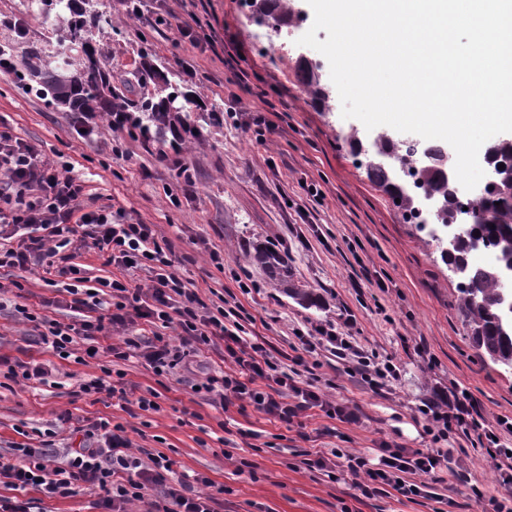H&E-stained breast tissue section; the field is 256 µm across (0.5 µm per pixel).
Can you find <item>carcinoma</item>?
Wrapping results in <instances>:
<instances>
[{
    "mask_svg": "<svg viewBox=\"0 0 512 512\" xmlns=\"http://www.w3.org/2000/svg\"><path fill=\"white\" fill-rule=\"evenodd\" d=\"M37 12L57 22L56 36L60 49L51 60L29 66V75L41 94L51 95L67 112H124L129 108L121 90L112 86L109 73L102 66L97 42L112 31V18L103 11L93 13L92 21L85 19L79 0H32ZM142 86L153 85L143 94L136 111L147 129H163L172 112H179L177 99L185 96L181 85L172 81L153 63L143 62ZM431 161L418 168V177L425 184L424 195L437 199L444 206L443 222L453 224L461 211L451 189L453 178L444 174L441 160L446 153L427 149ZM372 182L392 198L400 199L397 208L403 216L417 213L416 198L404 194L391 172L378 164L367 165ZM481 202L479 211L469 210L476 223L466 228L456 245L441 251L448 268L462 272L458 283L459 312L469 327L473 347L493 363L512 370V331L501 325L504 313V272L512 268V249L504 240L512 237V182L498 180L493 189L475 195ZM481 236V249L472 247V237ZM487 253L485 265H474L476 252ZM248 261L260 267L272 288L308 306L320 305L319 298L295 279L288 257L270 250L263 243L255 245Z\"/></svg>",
    "mask_w": 512,
    "mask_h": 512,
    "instance_id": "1",
    "label": "carcinoma"
}]
</instances>
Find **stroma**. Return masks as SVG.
I'll list each match as a JSON object with an SVG mask.
<instances>
[{"label":"stroma","instance_id":"1","mask_svg":"<svg viewBox=\"0 0 512 512\" xmlns=\"http://www.w3.org/2000/svg\"><path fill=\"white\" fill-rule=\"evenodd\" d=\"M117 31L100 41L113 86L128 102L139 100L137 81L143 50L167 74H175L189 98L191 117L216 112L221 122L203 126L204 136L184 144L191 181L177 174L172 161L159 159L156 145L128 142L129 156L112 157V132L105 114H96L93 133H83L75 113L51 98L35 96L0 76V132L34 144L50 157L63 154L73 163L96 205L122 210L128 222L154 225L168 242L175 272L194 284L207 306L235 297L252 317L248 335L288 352L295 330L332 323L350 324L358 343L379 357L395 358L399 381L380 393L367 390L341 366H323L336 401L358 406L359 422L330 423L323 415L306 418V436L270 420L253 408H222L192 384L209 368L220 366L223 347H215L189 367L158 379L142 358L122 362L128 391L157 392L159 411L130 416L117 400L74 399L81 380L99 375L96 364L54 359L37 342L33 322L15 312V283H23L27 302L72 322L65 278L43 271L0 269V354L28 361L54 360L46 382H15L0 374V454L14 445L39 446L40 433L54 430L55 443L74 440L76 421L102 416L123 424L137 457L161 451L174 460L176 475L199 473L224 488L217 512H468V487L442 484L434 495L414 501L402 497L355 499L345 473L328 478L301 462L300 450L354 448L373 455L380 440L413 448L432 442L414 410L421 399L452 386L467 389L488 416L512 415V372L504 371L473 348L458 311L457 279L441 259L427 227L406 223L388 195L368 178L349 142L357 134L371 144L374 132L355 119L343 118L328 61H321V81L330 92L329 106L312 100L302 81L301 57L315 56L299 45L314 13L307 0H293L303 22L271 36L244 10L243 0H144L143 13L129 15L121 0H100ZM169 17L166 25L158 16ZM27 24L16 40L15 20ZM189 21L198 42L181 36ZM10 43L17 56L42 48V25L28 0H0V44ZM191 63L196 81L182 65ZM270 123L265 142H257L246 123L254 113ZM319 196H310L308 185ZM179 205H171L170 196ZM285 252L295 276L320 296L322 308H309L266 282L262 269L247 262L254 244ZM224 253L223 269L211 265L209 253ZM382 283H368L365 271ZM249 275L258 292L241 294L237 280ZM71 412L70 422L61 419ZM335 426L332 435L326 426ZM461 438L450 437L454 450L448 466L465 473L490 495L502 494L498 476L480 451H461Z\"/></svg>","mask_w":512,"mask_h":512}]
</instances>
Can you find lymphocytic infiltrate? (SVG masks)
Returning <instances> with one entry per match:
<instances>
[{
    "instance_id": "obj_1",
    "label": "lymphocytic infiltrate",
    "mask_w": 512,
    "mask_h": 512,
    "mask_svg": "<svg viewBox=\"0 0 512 512\" xmlns=\"http://www.w3.org/2000/svg\"><path fill=\"white\" fill-rule=\"evenodd\" d=\"M136 112H112L108 122L113 132L126 134L132 141L157 143L162 158L172 159L181 175H189L183 140L155 141L139 127ZM70 163L51 160L31 143L0 132V268L55 271L58 275H78L70 245L92 242L105 252V265L115 267L117 276L100 279L103 294L73 296L69 306L81 318L72 324L40 317L38 337L53 355L79 364L97 358V343L108 339L107 353L113 361L128 360L139 354L155 375L171 373L187 357L202 348L224 344L225 368L214 370L201 391L218 399L220 405L236 403L252 406L268 418L294 426L308 411L317 410L331 420L355 423L358 407L331 400L320 385L319 376L302 378L300 367L319 368L317 353L323 352L342 365L348 374L359 375L371 390L378 391L399 380L400 368L393 358L379 359L365 351L348 331L328 324L314 334L301 337L302 354L290 363L276 361L264 343L250 342L243 335L238 306L224 305L210 312L194 289L188 288L174 272L173 260L155 236L152 225L114 221L112 210L100 207L85 210L81 200L86 185L70 176ZM140 269L149 274L147 287H130L123 272ZM153 327L151 337L136 334L137 321ZM181 330L178 340L165 331ZM81 356H74L75 346ZM111 366H102L98 376L80 386L84 395L107 394L119 398L124 411H159L157 401L140 396L129 398L125 388L111 383ZM416 413L434 442L430 448H407L380 441L375 457L353 448L314 451L308 467L320 470L330 465L342 468L351 478L359 497L396 493L414 499L427 496L432 485L457 482L461 476L448 467L447 450L441 441L450 434L470 439L472 447L483 450L501 485L509 492L489 496L479 486H471L470 499L475 512H512V451L506 446L512 434V418L488 417L468 391L453 389L422 400ZM77 447L56 449L51 441L41 447L16 446L11 456L0 455V479L14 491L35 489L48 498H67L78 484L101 491V512H128V504L147 502L148 512H214L213 496L198 492V485H209L203 475L169 483L174 462L159 452L142 460L131 451V441L122 424L99 417L77 426ZM162 487L161 498H149L154 487Z\"/></svg>"
}]
</instances>
